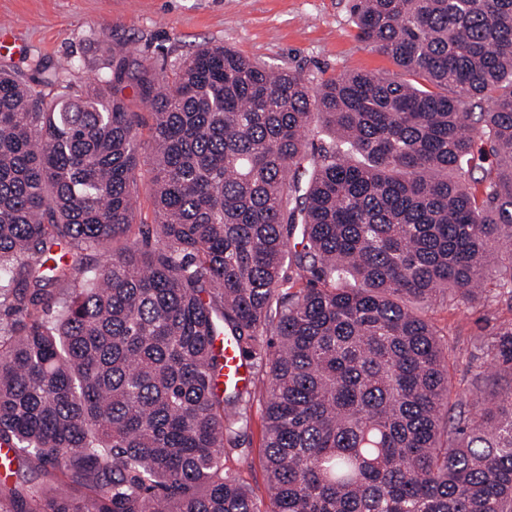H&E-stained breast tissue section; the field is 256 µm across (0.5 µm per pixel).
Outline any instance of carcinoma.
Instances as JSON below:
<instances>
[{
	"label": "carcinoma",
	"mask_w": 512,
	"mask_h": 512,
	"mask_svg": "<svg viewBox=\"0 0 512 512\" xmlns=\"http://www.w3.org/2000/svg\"><path fill=\"white\" fill-rule=\"evenodd\" d=\"M353 22L398 76L313 91L224 45L160 77L114 44L83 85L0 66V446L48 476L0 512H260L224 471L258 385L220 382L218 336L266 377L265 512H512V387L455 392L421 314L494 258L512 285V0ZM488 351L512 372V320ZM139 185H140V210L137 213V216L135 218V224L132 226V231L130 233V241L133 242L136 239H140V235L138 232L139 224L144 221L148 224H152L154 222V211L153 207L150 203V200L148 199L145 189L148 184L149 180V174L147 172L146 166H143L140 171V177H139Z\"/></svg>",
	"instance_id": "cac0c4a2"
}]
</instances>
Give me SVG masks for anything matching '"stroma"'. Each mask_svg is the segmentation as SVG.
<instances>
[{"label":"stroma","instance_id":"obj_1","mask_svg":"<svg viewBox=\"0 0 512 512\" xmlns=\"http://www.w3.org/2000/svg\"><path fill=\"white\" fill-rule=\"evenodd\" d=\"M352 0H0V23L14 25L22 53L1 63L27 67L38 60L55 67L79 63L76 83L94 78L112 42H124L134 57L169 73L199 47L221 44L275 68L297 70L322 80L345 72L390 75L396 67L356 37ZM491 277L490 299L464 304L433 303L426 316L442 342L458 356L453 371L465 393L476 373L505 385L512 374L493 365L485 352L500 324L512 320V295ZM264 404L255 399L244 451L224 457V468L267 505L264 462Z\"/></svg>","mask_w":512,"mask_h":512}]
</instances>
